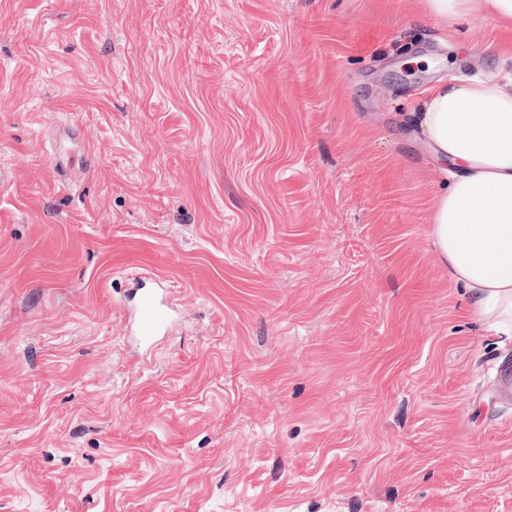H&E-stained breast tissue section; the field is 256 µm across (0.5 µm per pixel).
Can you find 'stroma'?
<instances>
[{
  "instance_id": "1",
  "label": "stroma",
  "mask_w": 512,
  "mask_h": 512,
  "mask_svg": "<svg viewBox=\"0 0 512 512\" xmlns=\"http://www.w3.org/2000/svg\"><path fill=\"white\" fill-rule=\"evenodd\" d=\"M497 38L424 0H0V512H512V341L403 121ZM137 300L135 316L138 335L144 339L165 328L171 318V308L160 299L156 290L141 280H136Z\"/></svg>"
}]
</instances>
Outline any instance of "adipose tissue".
Here are the masks:
<instances>
[{"instance_id":"ef3b65f1","label":"adipose tissue","mask_w":512,"mask_h":512,"mask_svg":"<svg viewBox=\"0 0 512 512\" xmlns=\"http://www.w3.org/2000/svg\"><path fill=\"white\" fill-rule=\"evenodd\" d=\"M428 14L459 21L477 13L512 36V0H424ZM412 119L447 178L430 237L469 312L512 336V72L438 80Z\"/></svg>"}]
</instances>
